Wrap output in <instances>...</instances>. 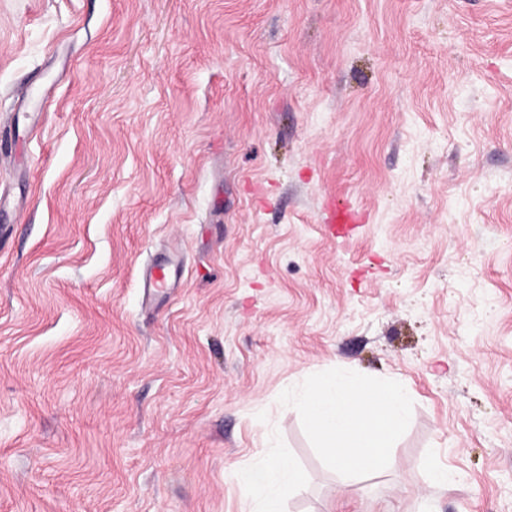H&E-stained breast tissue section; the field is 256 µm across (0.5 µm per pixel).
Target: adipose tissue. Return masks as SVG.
Masks as SVG:
<instances>
[{"label": "adipose tissue", "instance_id": "adipose-tissue-1", "mask_svg": "<svg viewBox=\"0 0 512 512\" xmlns=\"http://www.w3.org/2000/svg\"><path fill=\"white\" fill-rule=\"evenodd\" d=\"M239 479L245 489L259 499V512H283L287 493L305 484L308 476L293 460L265 454L256 457Z\"/></svg>", "mask_w": 512, "mask_h": 512}]
</instances>
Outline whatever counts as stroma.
I'll return each instance as SVG.
<instances>
[{
  "instance_id": "stroma-1",
  "label": "stroma",
  "mask_w": 512,
  "mask_h": 512,
  "mask_svg": "<svg viewBox=\"0 0 512 512\" xmlns=\"http://www.w3.org/2000/svg\"><path fill=\"white\" fill-rule=\"evenodd\" d=\"M334 367L413 401L348 485L278 401ZM271 452L284 512H512V0H0V512H252ZM361 222L359 214L351 209L347 204L336 202L333 199L324 218V223L328 224L330 232L334 236H344ZM180 272V262L166 259L154 263L144 280V288H169ZM239 479L250 494L259 498V512H283L285 495L305 484L308 476L291 458L265 454L256 457Z\"/></svg>"
}]
</instances>
